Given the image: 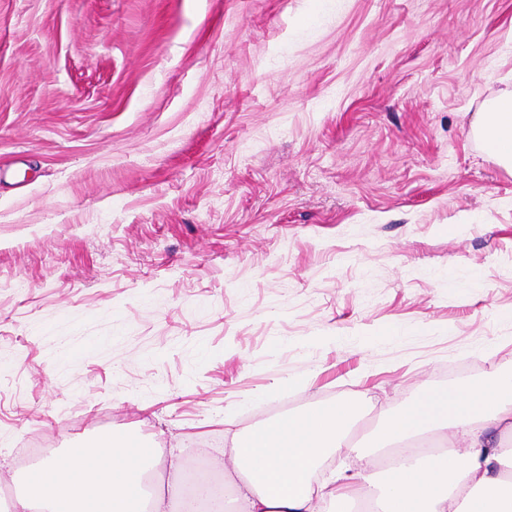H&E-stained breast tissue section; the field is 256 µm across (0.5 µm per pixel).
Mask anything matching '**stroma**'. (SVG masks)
I'll list each match as a JSON object with an SVG mask.
<instances>
[{
  "mask_svg": "<svg viewBox=\"0 0 512 512\" xmlns=\"http://www.w3.org/2000/svg\"><path fill=\"white\" fill-rule=\"evenodd\" d=\"M509 91L512 0H0V484L512 371ZM476 125L488 151L512 170V93L485 105Z\"/></svg>",
  "mask_w": 512,
  "mask_h": 512,
  "instance_id": "35a3bbf8",
  "label": "stroma"
}]
</instances>
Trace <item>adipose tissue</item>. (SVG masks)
Segmentation results:
<instances>
[{
  "instance_id": "obj_1",
  "label": "adipose tissue",
  "mask_w": 512,
  "mask_h": 512,
  "mask_svg": "<svg viewBox=\"0 0 512 512\" xmlns=\"http://www.w3.org/2000/svg\"><path fill=\"white\" fill-rule=\"evenodd\" d=\"M477 130L488 151L512 168V94L479 112ZM353 413L342 404L268 421L230 450L240 482L232 512H350L354 501L375 512H512V374H494L475 386L424 391L388 414L370 447L353 446L356 473L313 482L317 468L344 450ZM436 440L420 454L416 444ZM402 457L378 484L380 458ZM165 456L117 439L87 450L52 455L17 469L12 512H167L180 490L178 475L146 484Z\"/></svg>"
}]
</instances>
